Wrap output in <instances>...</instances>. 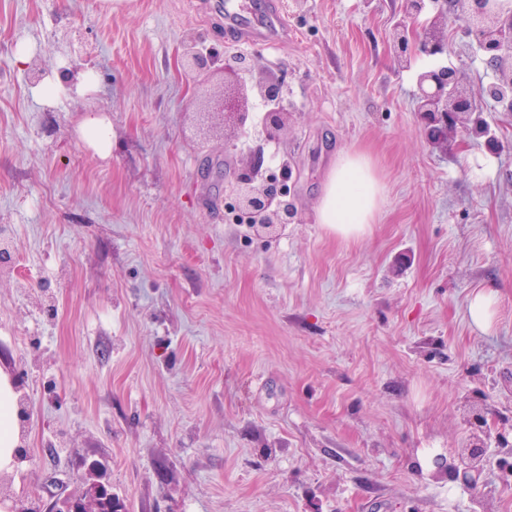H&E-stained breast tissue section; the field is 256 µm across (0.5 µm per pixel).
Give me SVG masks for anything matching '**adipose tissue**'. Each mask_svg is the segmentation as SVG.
Masks as SVG:
<instances>
[{
	"mask_svg": "<svg viewBox=\"0 0 512 512\" xmlns=\"http://www.w3.org/2000/svg\"><path fill=\"white\" fill-rule=\"evenodd\" d=\"M387 195L388 187L368 154L339 153L325 181L316 221L340 236H361L374 223ZM19 441L18 394L10 376L0 370V470L12 467Z\"/></svg>",
	"mask_w": 512,
	"mask_h": 512,
	"instance_id": "ef3b65f1",
	"label": "adipose tissue"
}]
</instances>
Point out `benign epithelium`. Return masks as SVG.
<instances>
[{
  "instance_id": "1",
  "label": "benign epithelium",
  "mask_w": 512,
  "mask_h": 512,
  "mask_svg": "<svg viewBox=\"0 0 512 512\" xmlns=\"http://www.w3.org/2000/svg\"><path fill=\"white\" fill-rule=\"evenodd\" d=\"M446 8L436 15L422 18L425 0H406L403 17L392 28L393 57L400 66H407L412 57H436L448 53L449 18L463 21L462 30L475 44L494 78L486 85L473 87L465 70L458 67L423 69L416 76V108L428 142L448 151V135L458 131L467 137L488 134L480 118L483 102L493 101L506 112H512V0H447ZM183 56L187 66L197 72L207 71L213 60L186 46ZM253 58L237 55L224 66V97L220 114L224 125L243 129L249 118V102L258 99L266 110L260 122L259 134L266 141L278 138L287 115L286 89L274 77L252 80ZM261 153L251 155L249 165L234 176L235 205L256 233H275L293 223L295 211L288 200L284 179L261 174ZM485 448H466L459 463L448 466L436 459L441 471L453 470L454 479L468 488L481 483L486 463ZM100 487H95L81 506L63 501L55 512H101L98 499Z\"/></svg>"
}]
</instances>
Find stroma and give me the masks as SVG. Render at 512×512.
I'll return each mask as SVG.
<instances>
[{
    "label": "stroma",
    "mask_w": 512,
    "mask_h": 512,
    "mask_svg": "<svg viewBox=\"0 0 512 512\" xmlns=\"http://www.w3.org/2000/svg\"><path fill=\"white\" fill-rule=\"evenodd\" d=\"M281 2L269 48L235 41L222 0H0V369L25 410L0 512L93 482L117 512H512V112L486 103L488 138L436 150L414 98L435 61L391 54L404 0ZM189 43L218 58L208 77ZM251 53L288 89L274 142L212 113L224 61ZM444 63L492 78L459 33ZM75 67L96 92L34 97ZM90 111L110 158L78 133ZM254 150L288 167L278 235L233 208ZM354 150L389 195L344 239L315 209ZM489 288L484 333L467 306ZM474 444L481 488L418 464ZM80 134L87 145L102 157L112 149V125L109 118L99 112H89L81 120ZM498 298L493 291L475 293L467 306V315L471 324L481 332H488L495 321Z\"/></svg>",
    "instance_id": "obj_1"
}]
</instances>
